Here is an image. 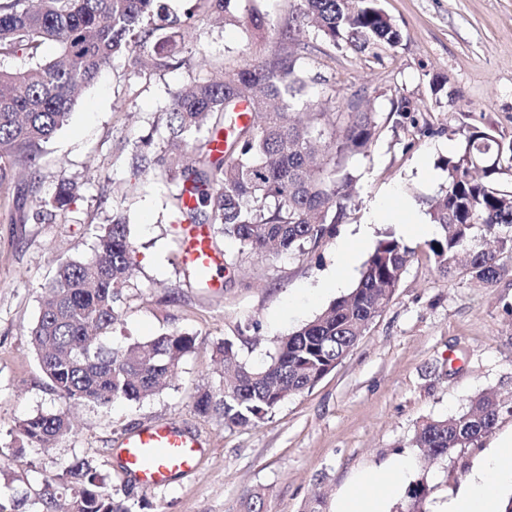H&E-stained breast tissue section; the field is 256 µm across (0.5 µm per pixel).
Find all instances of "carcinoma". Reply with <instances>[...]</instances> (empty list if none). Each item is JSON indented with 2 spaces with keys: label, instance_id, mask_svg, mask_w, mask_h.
I'll list each match as a JSON object with an SVG mask.
<instances>
[{
  "label": "carcinoma",
  "instance_id": "obj_1",
  "mask_svg": "<svg viewBox=\"0 0 512 512\" xmlns=\"http://www.w3.org/2000/svg\"><path fill=\"white\" fill-rule=\"evenodd\" d=\"M232 0H198L211 18L231 22ZM295 30L312 27L333 43L355 50L397 46L400 30L375 0H298ZM185 39L184 22L164 0H0V190L5 219L54 224L66 218L79 191L60 178L41 196L39 161L68 121L79 90L119 59L131 77L176 69L183 61L165 44ZM56 54L43 56L47 43ZM305 85L301 57L293 52L265 63H247L221 78L193 80L171 94L155 131L158 141L134 140L136 172L148 169L166 184L177 224H211L260 256L315 250L336 233L353 201L355 180L345 161L367 152L377 132L372 110L358 99L342 102L324 150V111L299 112ZM245 113H239L240 107ZM512 155L482 130L463 151L442 162L447 186L426 212L439 227L430 240L443 275L463 268L492 286L512 254V189L500 186L503 157ZM190 196L194 204L185 202ZM93 258L66 259L48 286L49 298L31 329L41 369L65 404L139 402L167 385L179 359L197 338L181 332L126 345L108 334L119 322L117 290L136 266V250L122 211L96 235ZM408 263L393 236L381 239L365 261L353 290L282 339L270 362L251 367L238 360L234 341L218 353L224 376L198 395L196 409L215 411L227 426L256 425L288 396L312 388L333 362L344 359L392 298ZM493 394L482 393L459 413L422 421L412 446L428 460L479 445L503 413ZM69 429L65 412L38 413L18 425L26 441L45 447ZM431 488L424 479L405 491L406 512H424ZM132 512L114 497L107 477L86 458L44 480L42 512Z\"/></svg>",
  "mask_w": 512,
  "mask_h": 512
}]
</instances>
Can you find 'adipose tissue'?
Listing matches in <instances>:
<instances>
[{"label":"adipose tissue","instance_id":"1","mask_svg":"<svg viewBox=\"0 0 512 512\" xmlns=\"http://www.w3.org/2000/svg\"><path fill=\"white\" fill-rule=\"evenodd\" d=\"M408 462L391 459L357 471L337 494L331 512H389L406 489ZM512 475V433L502 437L477 465L466 485L440 502L437 512H499L502 477Z\"/></svg>","mask_w":512,"mask_h":512}]
</instances>
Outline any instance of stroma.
Returning <instances> with one entry per match:
<instances>
[{
  "label": "stroma",
  "mask_w": 512,
  "mask_h": 512,
  "mask_svg": "<svg viewBox=\"0 0 512 512\" xmlns=\"http://www.w3.org/2000/svg\"><path fill=\"white\" fill-rule=\"evenodd\" d=\"M167 4L171 13L192 15L190 41L202 54L178 49L182 67L138 80L120 65L103 69L41 159L42 194H51L63 177L80 186L66 223L0 218V504L7 512H37L43 480L84 456L108 474L133 512H239L242 498L256 491L266 512H304L317 494L332 506L352 473L393 458L413 461L407 478H426L433 491L425 509L436 512L493 441L512 431V414H502L478 447L428 465L411 445L426 418L457 413L483 392L512 396V257L504 259L508 275L491 286L459 271L442 276L428 237L403 235L402 205L425 213L446 182L441 159L461 151L474 129L512 142V0H378L402 40L364 51L310 28L291 44L284 32L298 0H237L235 21L223 26L196 14V0ZM254 11L269 17L265 33L251 32ZM293 45L303 56L310 102L331 111L334 98L356 95L375 110L377 134L367 153L345 162L357 197L335 236L313 252L260 258L216 236L225 267L218 287H207L182 261L165 186L149 174L134 176L130 141L152 131L177 87L271 60ZM124 100L128 110L117 111ZM404 103L409 112L401 111ZM135 180L138 191L127 193ZM393 189L400 196L392 217L372 223L374 206ZM116 207L128 218L137 268L115 303L120 323L111 342L178 331L196 336L198 345L156 395L71 407L73 431L42 448L23 440L17 426L63 403L40 368L30 331L58 264L90 258L96 230ZM388 234L409 251L406 271L389 304L334 370L252 427L228 428L219 414L195 409V396L219 380L225 337H234L241 362L264 364L281 338L355 287ZM340 261L341 286L320 290ZM158 422L198 436L202 448L192 472L148 491L122 471L118 450Z\"/></svg>",
  "instance_id": "35a3bbf8"
}]
</instances>
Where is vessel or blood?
Masks as SVG:
<instances>
[{
    "label": "vessel or blood",
    "mask_w": 512,
    "mask_h": 512,
    "mask_svg": "<svg viewBox=\"0 0 512 512\" xmlns=\"http://www.w3.org/2000/svg\"><path fill=\"white\" fill-rule=\"evenodd\" d=\"M182 234L183 262L193 271H212L221 267L220 256L210 245L204 226L184 224ZM201 440L166 423L142 429L127 440L119 455L127 471L148 489L169 483L173 475L192 471L198 460Z\"/></svg>",
    "instance_id": "b4317fda"
}]
</instances>
